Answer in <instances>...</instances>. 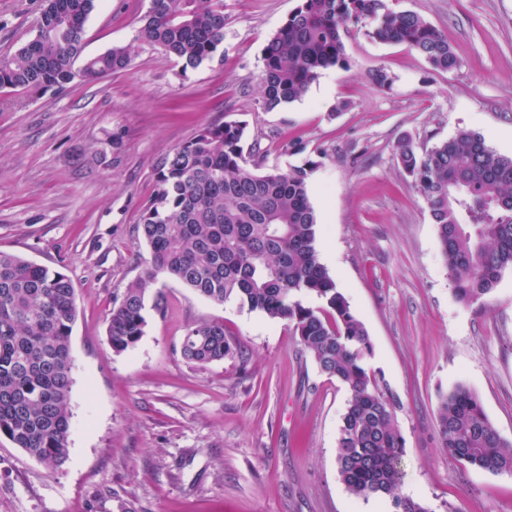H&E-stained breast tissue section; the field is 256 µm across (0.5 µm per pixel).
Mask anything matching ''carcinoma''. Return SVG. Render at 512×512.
Instances as JSON below:
<instances>
[{"instance_id":"carcinoma-1","label":"carcinoma","mask_w":512,"mask_h":512,"mask_svg":"<svg viewBox=\"0 0 512 512\" xmlns=\"http://www.w3.org/2000/svg\"><path fill=\"white\" fill-rule=\"evenodd\" d=\"M45 2L34 38L0 57L1 88L63 90L129 66L131 44L81 58L94 0ZM350 24L374 41L406 45L437 71L459 64L445 35L415 12L389 8L387 0H300L264 49L262 109L302 99L324 69L348 68L342 33ZM135 41L196 68L224 41V0H150ZM245 129L242 121L208 125L160 163L157 191L139 224L150 267L113 300L108 342L121 353L141 340L146 309L163 311L162 296L147 295V284L160 274L214 303L235 302L288 321L319 370L349 391L337 450L347 491L360 499L387 496L392 512H429L398 494L405 454L396 425L400 401L366 367L369 334L320 260L311 169L259 171V160L244 151ZM396 158L423 191L456 300H482L512 269V157L463 130L422 154L402 138ZM304 296L321 306L305 305ZM77 314L66 274L0 252V436L50 475L69 460ZM237 349L224 322L213 320L187 329L181 355L203 368ZM437 427L442 448L460 464L512 474V443L470 390L458 386L441 397Z\"/></svg>"}]
</instances>
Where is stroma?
I'll return each instance as SVG.
<instances>
[{
    "label": "stroma",
    "mask_w": 512,
    "mask_h": 512,
    "mask_svg": "<svg viewBox=\"0 0 512 512\" xmlns=\"http://www.w3.org/2000/svg\"><path fill=\"white\" fill-rule=\"evenodd\" d=\"M299 0H224V42L195 68L135 43L149 0H96L84 56L134 44L129 67L61 91L0 88V252L65 273L76 291L70 459L56 475L0 438V512H391L351 496L336 455L348 390L321 373L288 321L209 301L165 275L163 312L123 353L112 301L149 266L137 231L157 169L210 124L242 121L263 169L312 167L319 251L371 339L368 366L400 399L399 492L429 512H512V475L441 450V395L473 392L512 442V270L466 306L453 294L425 198L395 156L482 135L512 156V0H388L447 36L459 65L433 70L401 44L344 35L349 66L307 94L260 106L263 49ZM44 0H0V55L36 33ZM393 76L370 83V71ZM220 320L235 357L181 355L193 323Z\"/></svg>",
    "instance_id": "35a3bbf8"
}]
</instances>
